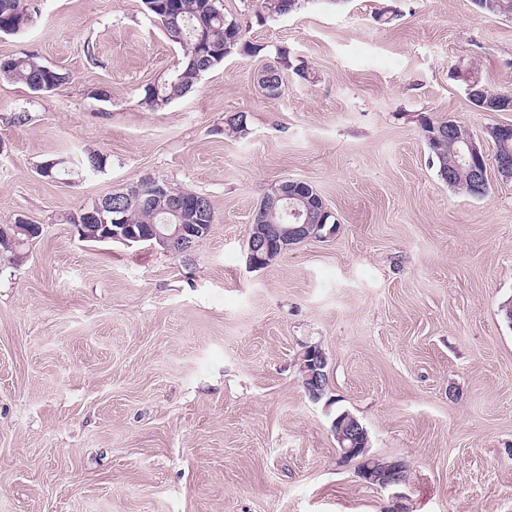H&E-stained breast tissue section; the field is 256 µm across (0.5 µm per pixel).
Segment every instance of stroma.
Returning a JSON list of instances; mask_svg holds the SVG:
<instances>
[{"mask_svg": "<svg viewBox=\"0 0 512 512\" xmlns=\"http://www.w3.org/2000/svg\"><path fill=\"white\" fill-rule=\"evenodd\" d=\"M220 4L258 53L158 111L144 91L183 50L144 0H41L0 34V59L67 75L45 94L0 79V224L42 227L0 253V512H512V181L491 164L485 196L455 191L418 122L512 124L465 82L512 89V18L473 0ZM267 65L280 98L257 85ZM90 151L102 171L80 172ZM55 159L72 182L39 174ZM149 177L207 197L211 233L177 254L78 238L71 215ZM287 178L336 231L252 267L253 217ZM310 345L328 359L318 402ZM345 410L405 483L341 460ZM310 348H314L315 350L318 348L316 346H311L306 349L302 354V360L299 362V371L302 376L303 386L308 393L309 397L316 401L321 398L322 391L324 389V380L329 385V377L326 370H309L307 362L305 360L306 353Z\"/></svg>", "mask_w": 512, "mask_h": 512, "instance_id": "1", "label": "stroma"}]
</instances>
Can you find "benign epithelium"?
<instances>
[{
	"instance_id": "1",
	"label": "benign epithelium",
	"mask_w": 512,
	"mask_h": 512,
	"mask_svg": "<svg viewBox=\"0 0 512 512\" xmlns=\"http://www.w3.org/2000/svg\"><path fill=\"white\" fill-rule=\"evenodd\" d=\"M510 137L512 126L497 124L487 127L482 136L472 134L463 139V159L467 174L474 183L487 182L484 142L492 138L499 141ZM145 183L151 188L147 197L140 193H113L84 206L82 211L85 221L76 224L79 237L88 242H120L127 246L152 238L168 252L183 253L208 232L206 224L185 223L188 214L203 210L204 199L197 197L188 204L186 200L171 195L169 186L164 181L149 178ZM272 191L274 199L282 202L285 223L269 229L259 221H253L248 237L249 263L252 266H258L296 244L321 236V231L326 227V220L331 216L322 197L299 180L282 181L272 187ZM123 196H133L140 204H148L164 197L168 203V210L177 218L178 223L151 224L146 229L137 228L133 224H122L117 215L113 214L117 207L112 203V199ZM11 228L28 237L42 231L41 225L33 223L22 214L17 215ZM317 355V365L321 366L319 370L308 369L304 359L299 362L303 386L314 401L321 398L324 382L329 380L327 372L324 371L325 355L320 350L317 351ZM332 431L339 444L342 458L352 460L360 457L365 462L371 461V457L367 455V448L357 446V439L366 435V429L359 421L350 415H341L333 421ZM405 471L404 463L392 461L372 467L368 465L361 473L370 483L385 488L403 482Z\"/></svg>"
}]
</instances>
